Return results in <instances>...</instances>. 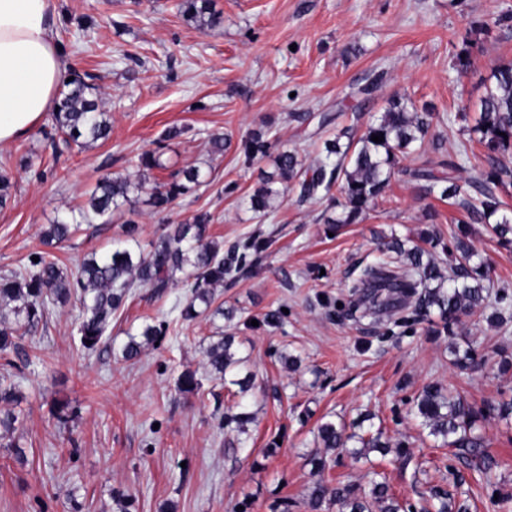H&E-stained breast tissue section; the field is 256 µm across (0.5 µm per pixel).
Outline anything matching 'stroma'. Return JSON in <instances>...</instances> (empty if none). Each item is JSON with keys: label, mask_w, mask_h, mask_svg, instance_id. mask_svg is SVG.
<instances>
[{"label": "stroma", "mask_w": 512, "mask_h": 512, "mask_svg": "<svg viewBox=\"0 0 512 512\" xmlns=\"http://www.w3.org/2000/svg\"><path fill=\"white\" fill-rule=\"evenodd\" d=\"M176 0H51L56 38L65 62L94 76L112 136L87 148L53 144L39 127L0 147V172L13 184L0 207V276L23 269L43 251L41 232L106 173L144 178L146 187L187 165L200 168L202 185L164 214L139 203L137 240L142 250L169 225L211 216L209 236L232 249L254 229L273 243L245 277L215 290L233 320L200 316L182 320L188 296L183 283L164 295L136 289L112 319L109 340L93 353L80 345L78 310L50 309L43 321L7 352L15 367H0L19 396L16 447L0 445V512H120L119 495L134 499L130 512H311L310 459L318 454V425L352 423L371 413L364 429H383L404 442L409 459L372 454L370 461L341 455L321 477L365 484L370 463L384 470L400 502L418 503L432 485L447 486L451 471L466 483L457 494L470 512H512L495 507L491 486L512 492V423L486 422L484 451L496 460L490 487L476 484L469 459L429 436L409 401L423 383L452 386L475 406L512 395V372L497 359L478 372L451 364L449 342L473 343L512 354V319L491 326L484 314L464 318L455 339L427 335L424 325L386 328L337 315L347 286L373 260L381 237L417 239L436 229L450 238L465 211L407 178H392L366 217L329 233L328 199L301 200L290 182L285 201L258 218L246 198L272 161H244L238 145L263 130L304 166L323 158L325 140L342 129L363 128L401 97L432 107L439 117L405 166L418 167L468 150L452 176L459 184L486 167L484 149L469 132L498 63L512 60V0H214L221 22L212 28L186 23ZM469 49L466 70L455 65ZM371 97L359 96L368 81ZM331 115L322 124L323 115ZM184 135L147 172L139 155L155 149L167 127ZM224 137V152L209 140ZM124 221L81 225L52 255L67 269L90 253L124 240ZM470 240L489 263L495 287L512 293V250L500 247L484 225L469 227ZM286 309L280 327L262 325L264 313ZM168 321L159 342L125 360L128 333ZM235 335L254 375L247 395L206 372L205 349L216 332ZM298 357L288 369L281 353ZM195 371L202 386L183 393L180 374ZM67 406L68 422L55 415ZM245 408L252 423L243 435L225 432L224 416Z\"/></svg>", "instance_id": "1"}]
</instances>
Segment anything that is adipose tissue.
<instances>
[{
  "label": "adipose tissue",
  "mask_w": 512,
  "mask_h": 512,
  "mask_svg": "<svg viewBox=\"0 0 512 512\" xmlns=\"http://www.w3.org/2000/svg\"><path fill=\"white\" fill-rule=\"evenodd\" d=\"M66 79L49 0H0V144L38 126Z\"/></svg>",
  "instance_id": "obj_1"
}]
</instances>
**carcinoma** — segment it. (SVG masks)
<instances>
[{"instance_id": "cac0c4a2", "label": "carcinoma", "mask_w": 512, "mask_h": 512, "mask_svg": "<svg viewBox=\"0 0 512 512\" xmlns=\"http://www.w3.org/2000/svg\"><path fill=\"white\" fill-rule=\"evenodd\" d=\"M178 12L183 19L197 26H212L219 22L213 0H179ZM70 81L59 94L53 112V130L64 135L65 144L79 148L88 147L110 138L112 123L103 110L99 85L94 77L76 68L69 69ZM489 85L481 99L480 112L471 132L487 153L488 166L480 177L470 183L474 196L462 195L461 185L447 182L431 167L410 168L402 165L408 150L424 142L433 127L436 113L422 110L401 99L390 103L378 118L368 122L361 134L348 127L342 135L346 145L334 139L325 145L324 159L315 166L303 168L297 155L288 150L274 154L273 172L262 178L261 184L249 196L251 210L265 218L285 201L281 185L298 182L300 197L311 199L322 195L331 207L341 208L339 218L327 223L353 224L366 215L374 201L389 186L392 176L401 174L420 184L427 193L440 189V196L454 199L466 210L469 223L483 224L500 245L512 247V217L503 213L501 189L512 182V168L501 157L512 156V61L495 66L488 78ZM382 136L381 142L372 136ZM272 142L266 133L258 131L241 141V151L247 160L271 155ZM201 184V172L196 166H187L172 172L169 179L152 188L146 204L155 212H163L180 197ZM337 189L338 196L331 195ZM144 182L125 176L103 175L88 193L83 205L71 209L53 224L42 230L46 245L67 240L81 224H96L115 213L136 214L139 194ZM210 215H196L191 224H177L172 231L148 252L135 250L129 242L136 241L138 225L126 221V241L116 244L112 251L93 255L82 261L72 273L62 268L55 257L39 252V261H28L23 272L0 277V308L10 307L13 320L0 321V351L16 345L20 330L35 328L45 317L48 308H64L73 302L80 304L78 333L83 349L96 351L108 336L112 315L125 304L139 287H149L161 293L175 282L176 274L185 275L190 293L180 311L182 319L190 321L203 314L232 319L233 312L215 304L214 288L247 270V258L258 260L268 249L270 240L260 230L248 235L243 251L224 257L220 243L207 239ZM467 226L459 228L454 241L445 244L432 231L421 233L428 247H406L394 237L384 244L381 256L367 264L351 285L352 294L368 290L371 306L367 314L376 316L383 309H411L410 315L394 321L395 325L427 324L430 336H456L461 318L488 308L493 312L487 321L496 324L503 320L502 312L512 308V295L502 290L490 294L489 267L479 258L473 246L466 241ZM441 248L448 254L459 253L458 263L443 270L435 250ZM165 323L145 324L139 333L129 337L123 355L132 360L139 357L144 347L164 335ZM235 337L213 336L206 358L210 376L239 386L240 392L248 391L252 380L246 370V359L236 356ZM452 364L475 371L485 364L478 349L468 345L461 350L451 346ZM18 403L15 387L0 382V440L14 439L19 417L13 406ZM415 414L423 419L432 436L448 439V446L479 460L477 471L486 474L495 465L494 460L482 451L484 438L481 424L497 418H512V398L488 401L481 407L469 404L461 395L437 381L425 383L413 398ZM252 420L250 413L241 411L224 416V427L239 434L247 431ZM317 439L328 451H347L359 460L371 452L385 456L395 452L406 454L401 442L383 438L382 433L368 437L346 433L345 425L334 421L320 424ZM359 446H348L351 441ZM368 489L354 483L339 482L334 486L318 480L309 489L308 504L318 512L324 503L339 506L340 512H400L383 473L371 469L367 473ZM455 494L437 486L429 489V499L421 512H452Z\"/></svg>"}]
</instances>
